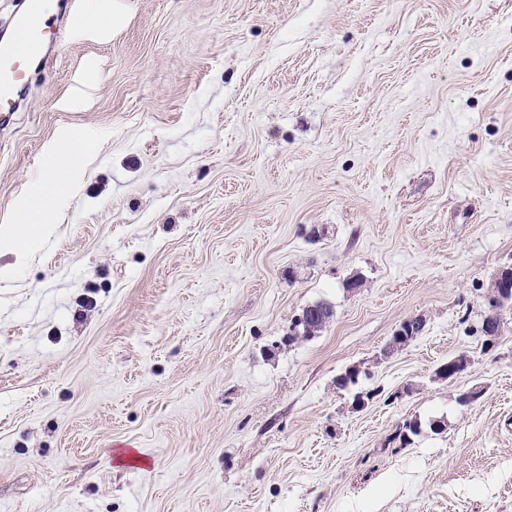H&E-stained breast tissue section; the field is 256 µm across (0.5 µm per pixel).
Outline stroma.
<instances>
[{"instance_id":"stroma-1","label":"stroma","mask_w":512,"mask_h":512,"mask_svg":"<svg viewBox=\"0 0 512 512\" xmlns=\"http://www.w3.org/2000/svg\"><path fill=\"white\" fill-rule=\"evenodd\" d=\"M86 2L0 126V218L95 137L0 251V512H512V0ZM88 11L85 15V25L90 27H102L112 22L116 23L119 20V15L115 12L114 2H112V15L109 8L106 6L107 0H93L90 1ZM94 144L90 135L62 138L44 151L42 167L45 176L31 181L25 189V204L3 219L0 226V249L23 263L52 231L51 215L55 207L74 189L73 172ZM424 328L425 320L420 316H415L403 321L396 330L394 336H392L390 342L384 348V354H388L391 347H395V345H403L402 343L407 341V339H415L417 336H420L423 333ZM402 347H398L397 350Z\"/></svg>"}]
</instances>
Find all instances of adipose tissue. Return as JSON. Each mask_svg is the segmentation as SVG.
<instances>
[{"label":"adipose tissue","instance_id":"1","mask_svg":"<svg viewBox=\"0 0 512 512\" xmlns=\"http://www.w3.org/2000/svg\"><path fill=\"white\" fill-rule=\"evenodd\" d=\"M94 144L92 136L64 138L49 145L43 155V177L25 189L26 201L0 222V249L27 260L52 231L55 207L74 189L72 175Z\"/></svg>","mask_w":512,"mask_h":512}]
</instances>
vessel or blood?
Returning a JSON list of instances; mask_svg holds the SVG:
<instances>
[{"instance_id":"vessel-or-blood-1","label":"vessel or blood","mask_w":512,"mask_h":512,"mask_svg":"<svg viewBox=\"0 0 512 512\" xmlns=\"http://www.w3.org/2000/svg\"><path fill=\"white\" fill-rule=\"evenodd\" d=\"M41 15L40 0H31L28 11L15 20L19 41H0L1 123H9L14 112L23 106L22 92L29 83L28 59L40 56L59 41V28L42 25Z\"/></svg>"}]
</instances>
